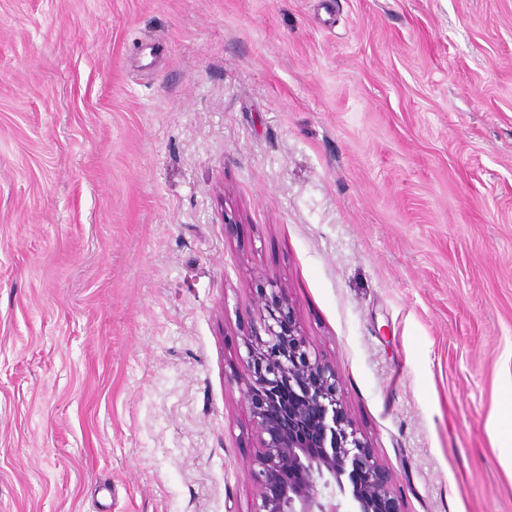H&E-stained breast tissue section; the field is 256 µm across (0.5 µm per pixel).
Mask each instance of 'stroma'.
<instances>
[{"mask_svg":"<svg viewBox=\"0 0 512 512\" xmlns=\"http://www.w3.org/2000/svg\"><path fill=\"white\" fill-rule=\"evenodd\" d=\"M259 283L403 512H512V0H0V512H252Z\"/></svg>","mask_w":512,"mask_h":512,"instance_id":"obj_1","label":"stroma"}]
</instances>
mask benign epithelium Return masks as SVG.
<instances>
[{
    "label": "benign epithelium",
    "instance_id": "7a95c632",
    "mask_svg": "<svg viewBox=\"0 0 512 512\" xmlns=\"http://www.w3.org/2000/svg\"><path fill=\"white\" fill-rule=\"evenodd\" d=\"M260 327L237 373L261 445L253 512H401L392 485L358 436L333 367L310 351L281 290L257 294Z\"/></svg>",
    "mask_w": 512,
    "mask_h": 512
}]
</instances>
